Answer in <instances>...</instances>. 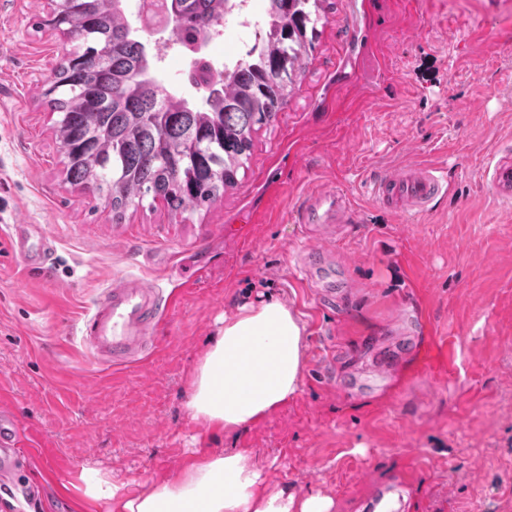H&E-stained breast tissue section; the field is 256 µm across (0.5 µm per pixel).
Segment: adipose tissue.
Returning a JSON list of instances; mask_svg holds the SVG:
<instances>
[{"label": "adipose tissue", "mask_w": 512, "mask_h": 512, "mask_svg": "<svg viewBox=\"0 0 512 512\" xmlns=\"http://www.w3.org/2000/svg\"><path fill=\"white\" fill-rule=\"evenodd\" d=\"M307 325L274 296L225 317L191 381L187 409L205 428H247L300 390ZM87 494L111 512H332L319 492L273 487L246 450L205 452L145 489L95 480Z\"/></svg>", "instance_id": "ef3b65f1"}]
</instances>
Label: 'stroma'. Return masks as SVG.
I'll return each mask as SVG.
<instances>
[{"label": "stroma", "instance_id": "35a3bbf8", "mask_svg": "<svg viewBox=\"0 0 512 512\" xmlns=\"http://www.w3.org/2000/svg\"><path fill=\"white\" fill-rule=\"evenodd\" d=\"M54 7L0 0V232L41 224L57 246L48 279L0 251V386L44 447L36 472L0 488V512H54L63 496V512H104L86 480L144 488L198 448L246 449L273 483L331 496L333 512H358L383 455L417 512H512V204L483 176L512 141V0H328L237 186L183 222L158 199L118 224L66 176L43 96L73 45L48 26ZM169 36L139 34L152 73L201 102ZM253 42L230 27L201 52L220 68ZM416 162L453 182L432 212L408 218L368 197L376 172ZM322 186L360 218L329 248L326 308L291 267L306 245L291 215ZM120 276L157 284L176 311L145 359L113 368L96 364L79 322ZM270 292L308 324L300 391L245 430L198 427L186 401L211 336Z\"/></svg>", "mask_w": 512, "mask_h": 512}]
</instances>
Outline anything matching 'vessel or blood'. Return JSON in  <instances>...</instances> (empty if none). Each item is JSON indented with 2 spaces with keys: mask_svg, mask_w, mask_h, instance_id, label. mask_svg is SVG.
Returning a JSON list of instances; mask_svg holds the SVG:
<instances>
[{
  "mask_svg": "<svg viewBox=\"0 0 512 512\" xmlns=\"http://www.w3.org/2000/svg\"><path fill=\"white\" fill-rule=\"evenodd\" d=\"M486 179L493 194L512 202V153H496ZM449 184L430 164H407L385 170L369 182V193L388 211L420 217L428 214L433 202L447 194ZM351 200L341 190L320 187L305 194L296 210L298 223L317 232L318 246L303 259L314 267L322 258V247L335 238L338 225L354 220ZM7 249L32 273H46L55 254L53 238L40 224L10 225ZM173 304L154 284L137 277L110 282L101 300L84 315L79 332L85 346L98 363L122 365L144 359L156 340V329ZM40 446L28 443L11 410L10 399L0 395V484L14 482L20 467L36 461ZM369 512H395L400 485L385 462H378Z\"/></svg>",
  "mask_w": 512,
  "mask_h": 512,
  "instance_id": "1",
  "label": "vessel or blood"
}]
</instances>
